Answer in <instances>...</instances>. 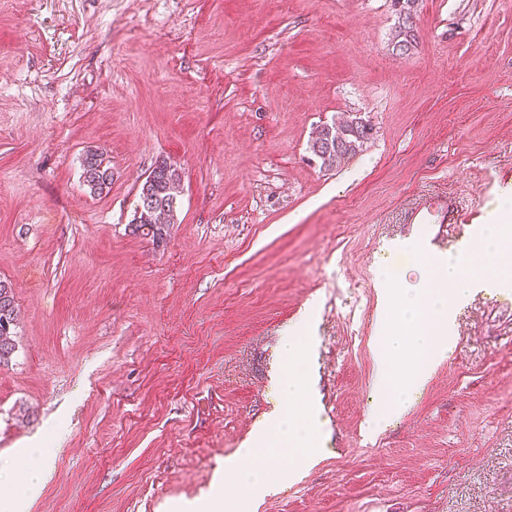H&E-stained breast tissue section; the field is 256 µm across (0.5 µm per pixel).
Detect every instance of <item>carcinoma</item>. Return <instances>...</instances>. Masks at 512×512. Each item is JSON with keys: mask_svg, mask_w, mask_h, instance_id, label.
I'll list each match as a JSON object with an SVG mask.
<instances>
[{"mask_svg": "<svg viewBox=\"0 0 512 512\" xmlns=\"http://www.w3.org/2000/svg\"><path fill=\"white\" fill-rule=\"evenodd\" d=\"M416 0H395L402 23L399 24L395 47L408 52L414 42L412 8ZM372 135V127L362 117L352 114L336 124L325 123L316 128L309 150L330 170L342 161L356 156ZM82 182L89 194L101 196L112 188V168L103 154L90 149L82 161ZM182 175L176 165L163 159L155 164L138 193V203L130 221L131 232L146 236L160 246L167 242L173 224L177 223V207ZM18 307L10 284L0 280V366L7 365L16 352L14 327Z\"/></svg>", "mask_w": 512, "mask_h": 512, "instance_id": "cac0c4a2", "label": "carcinoma"}]
</instances>
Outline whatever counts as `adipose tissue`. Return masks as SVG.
Wrapping results in <instances>:
<instances>
[{"instance_id": "obj_1", "label": "adipose tissue", "mask_w": 512, "mask_h": 512, "mask_svg": "<svg viewBox=\"0 0 512 512\" xmlns=\"http://www.w3.org/2000/svg\"><path fill=\"white\" fill-rule=\"evenodd\" d=\"M309 349V343L297 336L283 342L288 374L280 378L279 387L289 406L276 415L274 424L258 425L251 440L224 460L225 482L245 483L253 500L299 479L323 454L316 439L319 415L309 402L311 383L303 372Z\"/></svg>"}]
</instances>
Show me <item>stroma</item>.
<instances>
[{"mask_svg": "<svg viewBox=\"0 0 512 512\" xmlns=\"http://www.w3.org/2000/svg\"><path fill=\"white\" fill-rule=\"evenodd\" d=\"M0 0V464L55 456L31 512H174L283 407L280 346L309 337L323 459L257 512H512V287L474 293L407 409L371 417L379 268L417 284L424 199L480 249L512 192V0ZM373 135L330 170L313 131ZM103 153L110 193L83 187ZM182 171L163 246L140 184ZM417 0H395L394 3L397 5L398 11H399V18H401L402 23H399V30L398 34L396 35V38L398 39L395 42V47L398 49L402 54L408 52L411 47L412 43L415 40V34L414 29L412 27L413 24V15H412V8L414 7V4ZM81 177L91 196L106 195L112 188V168L98 150L90 149L86 152ZM404 221L406 224H468L469 220L456 197L448 194L431 197L411 208ZM18 317V307L10 284L0 280V366L8 365L16 352L14 327Z\"/></svg>", "mask_w": 512, "mask_h": 512, "instance_id": "stroma-1", "label": "stroma"}]
</instances>
